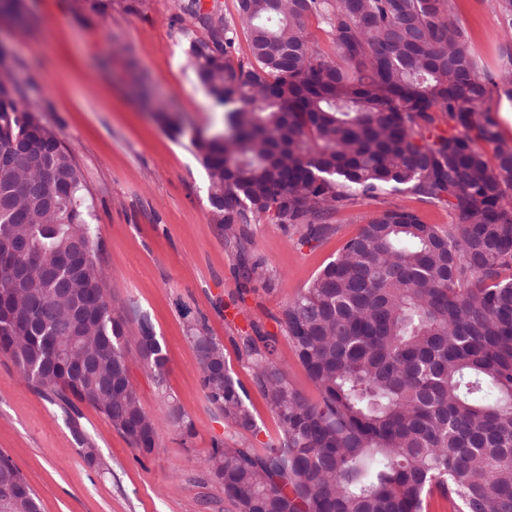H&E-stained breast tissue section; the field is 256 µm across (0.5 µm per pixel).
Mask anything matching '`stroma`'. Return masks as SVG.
<instances>
[{"mask_svg": "<svg viewBox=\"0 0 512 512\" xmlns=\"http://www.w3.org/2000/svg\"><path fill=\"white\" fill-rule=\"evenodd\" d=\"M28 21L0 23L24 103L37 107L82 171L92 211L93 242L111 308L126 319V335L148 320L168 358L157 384L135 343H128L129 378L157 428L158 452L133 448L91 406L79 407L81 429L97 448L96 462L79 452L65 412L20 377L0 352V451L9 455L41 500L42 512H232L204 460L224 420L200 386L188 318L204 316L225 348L260 431L256 446L276 439L279 425L231 339L258 324L276 333L283 306L358 232L363 215L390 207L418 210L430 224L449 222L446 210L405 193L362 200L339 215V231L304 244L279 225H250L247 256L275 273L265 293L239 276L208 210V177L192 137L223 131V107L201 87L185 54L188 37H205L178 19L175 0H138L135 11L91 15L76 0H24ZM458 24L481 69H500L512 37L486 0H454ZM182 127L167 131L159 108ZM173 393L193 422L183 439L171 426L161 392Z\"/></svg>", "mask_w": 512, "mask_h": 512, "instance_id": "1", "label": "stroma"}]
</instances>
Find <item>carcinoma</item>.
<instances>
[{
    "mask_svg": "<svg viewBox=\"0 0 512 512\" xmlns=\"http://www.w3.org/2000/svg\"><path fill=\"white\" fill-rule=\"evenodd\" d=\"M512 32V0H487ZM88 12L134 0H78ZM207 32L190 40L199 84L224 131L192 140L206 171L210 222L247 282L275 290L246 257L263 219L319 242L363 198L405 192L448 210L442 227L401 207L366 215L358 233L283 307L285 339L320 393L311 400L276 360L278 337L234 342L279 424L263 451L247 394L205 319L187 321L200 384L228 428L205 465L234 512H512V140L489 112L488 86L454 0H237L239 22L177 0ZM330 36L318 49L308 24ZM247 55H237L239 34ZM448 124V132L439 125ZM493 147L488 161L478 146ZM0 292L30 272L0 311V350L28 386L61 408L97 410L135 448L156 449L153 417L128 375L123 316L105 304L83 174L39 109L21 102L0 59ZM23 240L29 253L16 252ZM138 352L163 383L167 357L147 322ZM174 427L193 435L176 398ZM0 512H41L0 453Z\"/></svg>",
    "mask_w": 512,
    "mask_h": 512,
    "instance_id": "cac0c4a2",
    "label": "carcinoma"
}]
</instances>
